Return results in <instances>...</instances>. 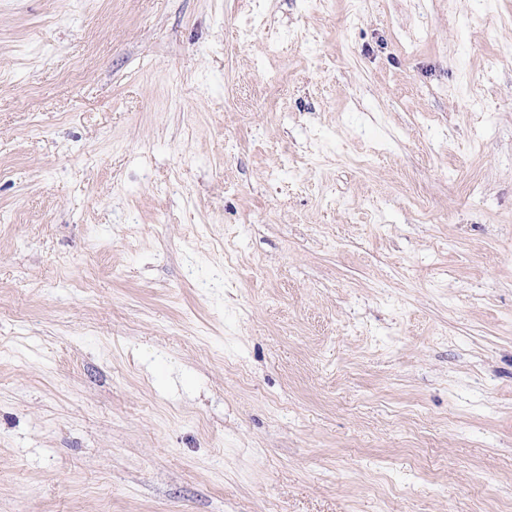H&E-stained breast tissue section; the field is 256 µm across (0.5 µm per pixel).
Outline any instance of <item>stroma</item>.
<instances>
[{"label": "stroma", "instance_id": "stroma-1", "mask_svg": "<svg viewBox=\"0 0 512 512\" xmlns=\"http://www.w3.org/2000/svg\"><path fill=\"white\" fill-rule=\"evenodd\" d=\"M0 512H512V0H0Z\"/></svg>", "mask_w": 512, "mask_h": 512}]
</instances>
